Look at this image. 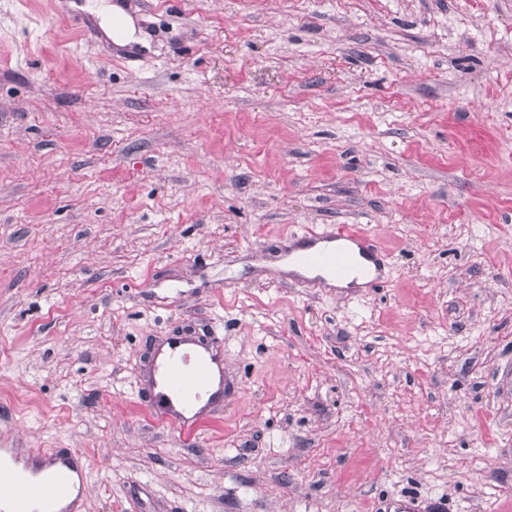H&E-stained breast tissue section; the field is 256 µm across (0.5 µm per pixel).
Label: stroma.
I'll return each mask as SVG.
<instances>
[{
	"mask_svg": "<svg viewBox=\"0 0 512 512\" xmlns=\"http://www.w3.org/2000/svg\"><path fill=\"white\" fill-rule=\"evenodd\" d=\"M97 2L0 0V452L84 455L83 512H512V0ZM336 224L384 287L271 267ZM188 328L232 388L178 431ZM100 26L117 45L143 43V39L136 35L137 28L132 16L125 12L120 4H107L97 12ZM112 20V25H111ZM149 414L173 429L193 430L206 409L224 401V342L189 334L167 337L154 350L147 370Z\"/></svg>",
	"mask_w": 512,
	"mask_h": 512,
	"instance_id": "obj_1",
	"label": "stroma"
}]
</instances>
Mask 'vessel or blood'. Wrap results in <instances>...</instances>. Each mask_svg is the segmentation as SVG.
<instances>
[{"label": "vessel or blood", "instance_id": "vessel-or-blood-1", "mask_svg": "<svg viewBox=\"0 0 512 512\" xmlns=\"http://www.w3.org/2000/svg\"><path fill=\"white\" fill-rule=\"evenodd\" d=\"M300 261L315 270L358 271L368 288L384 283V264L368 234L348 225L314 226L301 237ZM150 415L163 425L193 430L206 409L222 402L228 392L224 380V344L189 334L167 337L154 350L147 370ZM39 483L0 484V512H32L31 505L47 495Z\"/></svg>", "mask_w": 512, "mask_h": 512}]
</instances>
